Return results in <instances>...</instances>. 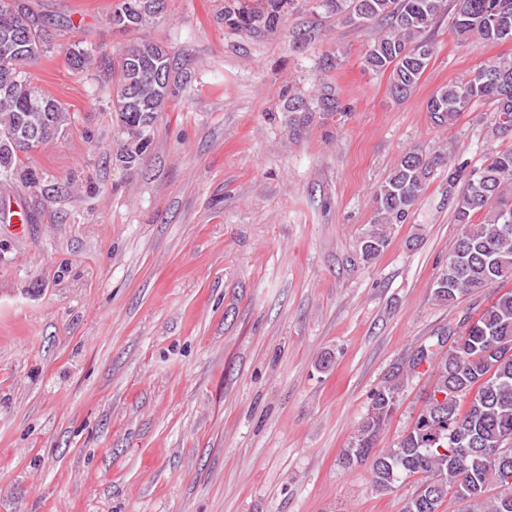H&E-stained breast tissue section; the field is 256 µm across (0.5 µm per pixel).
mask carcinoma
<instances>
[{
    "instance_id": "carcinoma-1",
    "label": "carcinoma",
    "mask_w": 512,
    "mask_h": 512,
    "mask_svg": "<svg viewBox=\"0 0 512 512\" xmlns=\"http://www.w3.org/2000/svg\"><path fill=\"white\" fill-rule=\"evenodd\" d=\"M166 0H115L112 26L130 36L116 61L107 63L96 48L75 42L67 49L71 69H96L111 83L112 123L126 137L119 161L132 168L149 144L160 114L190 82L167 46L140 37L156 24ZM295 0H224V25L253 36L278 32ZM447 0H319L337 20L355 25L350 14L361 10L386 28L364 54L365 66L389 73L390 94L405 99L418 84L435 45L430 30ZM454 35L473 34L490 42L512 36V0H453ZM51 23L23 0H0V182H27L34 174L22 156L64 136L68 108L35 86L26 66L51 52ZM478 100L495 106L496 134L512 137V57L470 72L439 87L428 112L439 126L450 125ZM281 111L289 131L303 125L298 113L345 112L335 85L323 83L310 100L292 87L282 93ZM444 153H406L373 191L375 222L360 241L371 260L388 246V229L407 221L430 176L448 169V198L460 230L448 260L434 277L435 300L451 304L481 288L512 282V147L471 170L449 167ZM466 341L445 355L419 346L407 367L371 394L367 411L342 458L349 466L370 463L375 487L391 491L418 477L416 492L403 512H438L448 496L463 512H512V290L498 292L479 318L464 327ZM428 364L434 383L413 426L391 448L376 447L381 430L395 414L409 370Z\"/></svg>"
}]
</instances>
